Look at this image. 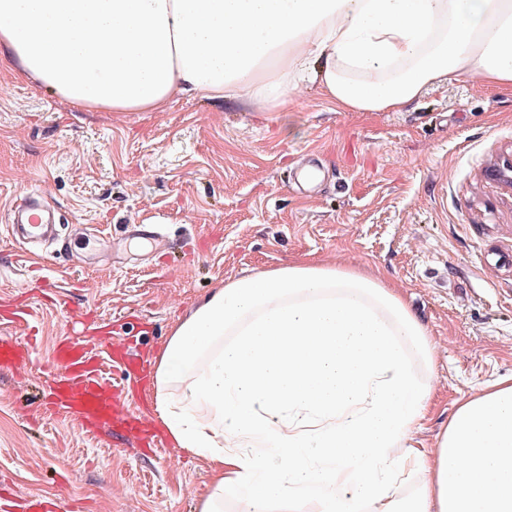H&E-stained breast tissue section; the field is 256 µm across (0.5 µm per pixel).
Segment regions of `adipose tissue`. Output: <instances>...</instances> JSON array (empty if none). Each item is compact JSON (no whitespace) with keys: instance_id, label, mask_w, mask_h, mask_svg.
<instances>
[{"instance_id":"1","label":"adipose tissue","mask_w":512,"mask_h":512,"mask_svg":"<svg viewBox=\"0 0 512 512\" xmlns=\"http://www.w3.org/2000/svg\"><path fill=\"white\" fill-rule=\"evenodd\" d=\"M0 56L92 112H271L306 82L398 112L458 76L512 86V0H0ZM434 360L396 290L295 263L225 279L172 327L155 411L211 466L198 512H512V375L419 448Z\"/></svg>"}]
</instances>
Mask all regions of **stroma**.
I'll return each mask as SVG.
<instances>
[{
	"mask_svg": "<svg viewBox=\"0 0 512 512\" xmlns=\"http://www.w3.org/2000/svg\"><path fill=\"white\" fill-rule=\"evenodd\" d=\"M512 150V87L458 77L399 112H347L317 85L275 112L176 97L162 112H89L0 58V303L31 311L33 346L0 372V478L81 512H197L207 461L172 441L115 447L43 413L46 370L81 308L153 359L221 281L296 262L358 266L407 299L438 346L413 439L512 374V188L489 167ZM42 195L59 240L21 252L13 207ZM156 224V253L128 239ZM87 229L76 240L75 226ZM64 302L42 299L43 280Z\"/></svg>",
	"mask_w": 512,
	"mask_h": 512,
	"instance_id": "stroma-1",
	"label": "stroma"
}]
</instances>
